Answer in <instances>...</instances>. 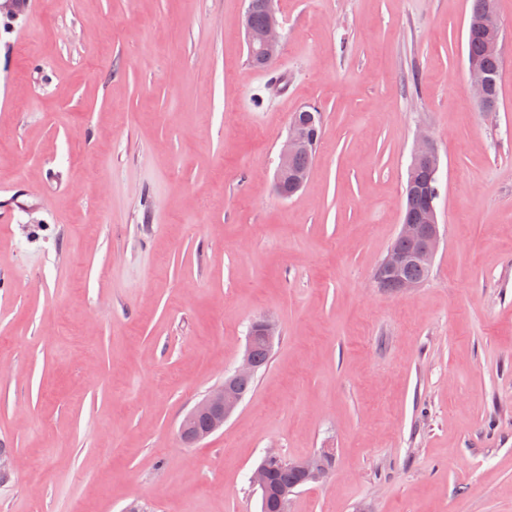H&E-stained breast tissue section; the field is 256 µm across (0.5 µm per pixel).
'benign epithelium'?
<instances>
[{
  "mask_svg": "<svg viewBox=\"0 0 512 512\" xmlns=\"http://www.w3.org/2000/svg\"><path fill=\"white\" fill-rule=\"evenodd\" d=\"M276 0H248L244 16V28L247 48L252 63L257 68L272 64L281 52L280 21L275 7ZM264 10L266 21L261 36L254 34V12L256 6ZM477 27L489 34L487 50L492 54L500 53L501 29L492 0H484L482 9L476 17ZM470 89L475 100L484 108L494 107L497 100L488 95L492 79L483 67L476 61L468 60ZM316 145L313 131L307 129V124L297 119L291 121L288 135L282 145L276 172V187L279 194L288 198L296 193L306 182L309 173L301 171L292 183L287 184L284 178L294 167L297 157L307 156ZM428 166L431 174H436L440 168L439 155L430 136L420 131L414 141L411 163L408 169V185H413L416 172L422 166ZM400 237L415 242V249L404 253L392 248L383 261V273L388 279L379 280L383 288L395 292L406 293L420 286L421 281L405 279L400 275L401 269L408 264H416L429 271L440 246L441 236L436 205L430 203L417 210L415 217L400 225ZM254 329L257 339L267 347H273L277 336V326L270 317H262L255 321ZM255 362L253 359L252 343H247L240 365L224 378V383L210 391L184 417L180 434L183 441L189 445L198 443L224 426V423L237 410L243 396L237 390L240 381L253 376ZM332 452L323 448L307 457L285 459L280 452L270 449L265 452L263 462L257 465L251 475V483L261 493L263 501L276 500L279 512H286L289 496L295 487H275L270 480L268 463L277 462L296 470L304 483L322 480L328 473V464Z\"/></svg>",
  "mask_w": 512,
  "mask_h": 512,
  "instance_id": "7a95c632",
  "label": "benign epithelium"
}]
</instances>
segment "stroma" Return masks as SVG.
Listing matches in <instances>:
<instances>
[{
    "mask_svg": "<svg viewBox=\"0 0 512 512\" xmlns=\"http://www.w3.org/2000/svg\"><path fill=\"white\" fill-rule=\"evenodd\" d=\"M472 0H28L0 27V512H260L265 451H335L289 512H512V0L497 107L473 98ZM287 74L288 92L271 77ZM317 109L310 176L274 173ZM442 240L399 294L418 130ZM270 358L222 430L184 416ZM247 2L244 28L248 53L253 65L257 68H263L272 64L281 52V36L279 33L281 24L275 7L276 0H248ZM256 5L263 8L266 17L263 32L258 39L254 34V23L256 28L259 29L264 23V18L261 13H258L254 21ZM426 165L431 170V176L433 177L440 168L439 155L436 146L430 136L424 132L419 131L415 137L411 163L408 169V185L412 186L416 172L423 166ZM427 173L424 169H420L417 172V178L420 180L425 179ZM408 185H406V205L408 200ZM257 336H249L240 365L224 378V383L210 391L184 417L180 434L186 444L198 443L224 426L237 410L244 396L252 389L255 362L253 359V338L262 341L269 349L277 336V326L270 317H262L253 324ZM252 377V378H251ZM251 378L237 385L240 381ZM243 395V396H242Z\"/></svg>",
    "mask_w": 512,
    "mask_h": 512,
    "instance_id": "stroma-1",
    "label": "stroma"
}]
</instances>
